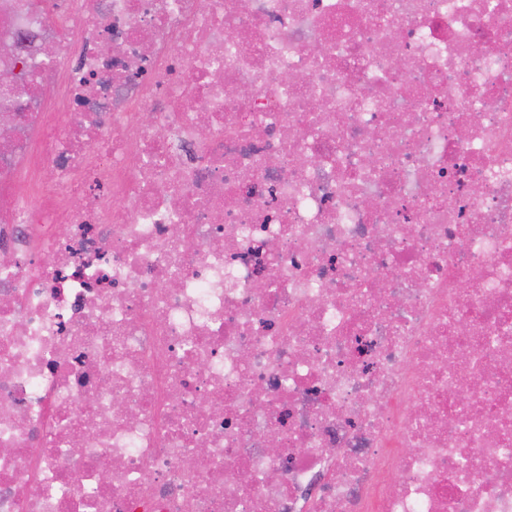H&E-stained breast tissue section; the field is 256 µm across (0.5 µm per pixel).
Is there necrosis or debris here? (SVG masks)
<instances>
[{"label":"necrosis or debris","mask_w":512,"mask_h":512,"mask_svg":"<svg viewBox=\"0 0 512 512\" xmlns=\"http://www.w3.org/2000/svg\"><path fill=\"white\" fill-rule=\"evenodd\" d=\"M4 69L0 512H512V0H0Z\"/></svg>","instance_id":"4bbe7bcc"}]
</instances>
